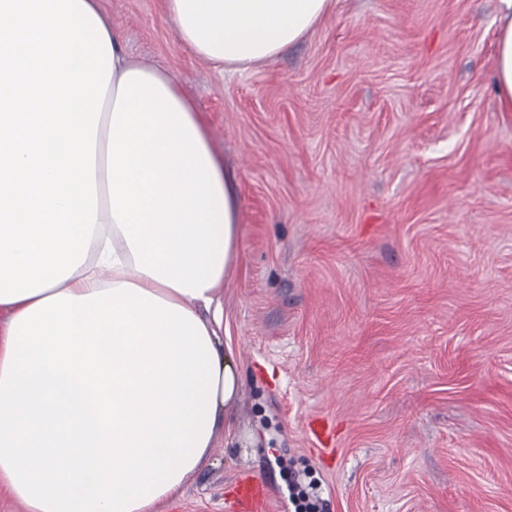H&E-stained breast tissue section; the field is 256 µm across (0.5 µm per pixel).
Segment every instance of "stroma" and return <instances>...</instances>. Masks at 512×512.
Masks as SVG:
<instances>
[{"label": "stroma", "instance_id": "35a3bbf8", "mask_svg": "<svg viewBox=\"0 0 512 512\" xmlns=\"http://www.w3.org/2000/svg\"><path fill=\"white\" fill-rule=\"evenodd\" d=\"M197 104L239 186L224 345L240 397L162 512H226L246 474L294 512H512V109L494 0H339L271 63L223 74L161 0H100ZM333 430L330 449L311 421Z\"/></svg>", "mask_w": 512, "mask_h": 512}]
</instances>
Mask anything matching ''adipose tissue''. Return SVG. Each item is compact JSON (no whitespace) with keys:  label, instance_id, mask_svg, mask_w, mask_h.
<instances>
[{"label":"adipose tissue","instance_id":"obj_1","mask_svg":"<svg viewBox=\"0 0 512 512\" xmlns=\"http://www.w3.org/2000/svg\"><path fill=\"white\" fill-rule=\"evenodd\" d=\"M337 0H163L224 71L272 61ZM494 82L512 107V0ZM240 201L195 104L98 0H0V491L26 512H157L224 429Z\"/></svg>","mask_w":512,"mask_h":512}]
</instances>
